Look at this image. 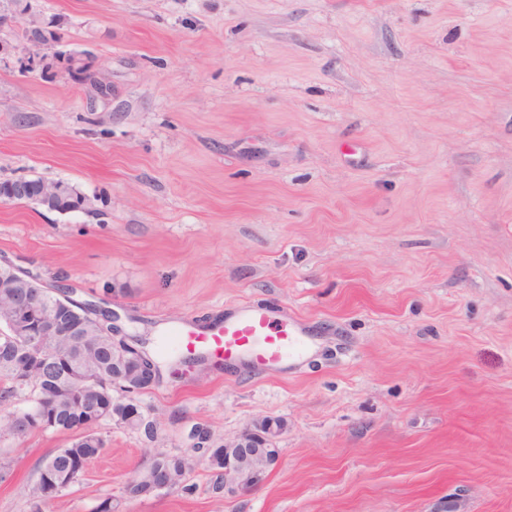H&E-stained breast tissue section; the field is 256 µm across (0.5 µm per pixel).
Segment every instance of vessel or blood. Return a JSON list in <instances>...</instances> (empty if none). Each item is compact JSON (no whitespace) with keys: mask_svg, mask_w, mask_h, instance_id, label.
Masks as SVG:
<instances>
[{"mask_svg":"<svg viewBox=\"0 0 512 512\" xmlns=\"http://www.w3.org/2000/svg\"><path fill=\"white\" fill-rule=\"evenodd\" d=\"M176 339L184 353L204 350L225 366L244 363L260 370L300 359L312 344L309 327L289 325L286 311L247 304L223 324L183 328Z\"/></svg>","mask_w":512,"mask_h":512,"instance_id":"obj_1","label":"vessel or blood"}]
</instances>
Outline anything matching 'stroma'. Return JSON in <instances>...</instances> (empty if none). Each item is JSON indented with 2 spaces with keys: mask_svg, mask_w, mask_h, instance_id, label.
I'll use <instances>...</instances> for the list:
<instances>
[{
  "mask_svg": "<svg viewBox=\"0 0 512 512\" xmlns=\"http://www.w3.org/2000/svg\"><path fill=\"white\" fill-rule=\"evenodd\" d=\"M0 264L107 304L159 366L81 481L70 436L0 434V512H512V0H17L0 20ZM93 55L74 81L56 53ZM313 325L281 371L182 364L165 334L239 304ZM283 421L259 484L130 497L157 453ZM41 178L32 179L36 185L28 184L27 180L19 178L0 191L1 202L27 201L37 203L45 208L53 209L62 204L63 186L57 182L41 181Z\"/></svg>",
  "mask_w": 512,
  "mask_h": 512,
  "instance_id": "obj_1",
  "label": "stroma"
}]
</instances>
